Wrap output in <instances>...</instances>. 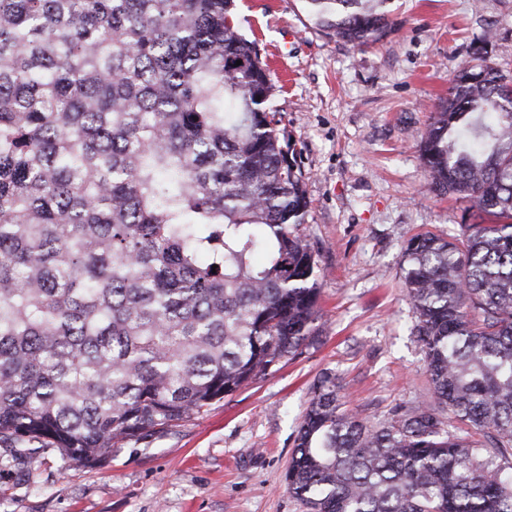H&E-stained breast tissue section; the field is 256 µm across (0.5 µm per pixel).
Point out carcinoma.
<instances>
[{
  "label": "carcinoma",
  "instance_id": "cac0c4a2",
  "mask_svg": "<svg viewBox=\"0 0 512 512\" xmlns=\"http://www.w3.org/2000/svg\"><path fill=\"white\" fill-rule=\"evenodd\" d=\"M337 40L391 0H303ZM233 0H0V445L87 465L189 419L315 333L308 201ZM420 141L492 218L405 248L439 405L374 427L313 386L286 471L307 512H512V78L486 48ZM242 61L236 65V61Z\"/></svg>",
  "mask_w": 512,
  "mask_h": 512
}]
</instances>
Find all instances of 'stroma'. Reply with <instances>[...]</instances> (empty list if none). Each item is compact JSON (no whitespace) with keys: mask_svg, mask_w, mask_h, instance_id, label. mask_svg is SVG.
I'll list each match as a JSON object with an SVG mask.
<instances>
[{"mask_svg":"<svg viewBox=\"0 0 512 512\" xmlns=\"http://www.w3.org/2000/svg\"><path fill=\"white\" fill-rule=\"evenodd\" d=\"M395 30L364 48L329 37L303 0H236L276 85L318 253L316 332L296 356L208 410L113 441L87 467L37 449L0 464V512H304L285 472L317 379L383 425L437 406L404 285L420 233L461 235L478 218L434 193L418 144L459 66L487 46L512 77V0H394Z\"/></svg>","mask_w":512,"mask_h":512,"instance_id":"stroma-1","label":"stroma"}]
</instances>
